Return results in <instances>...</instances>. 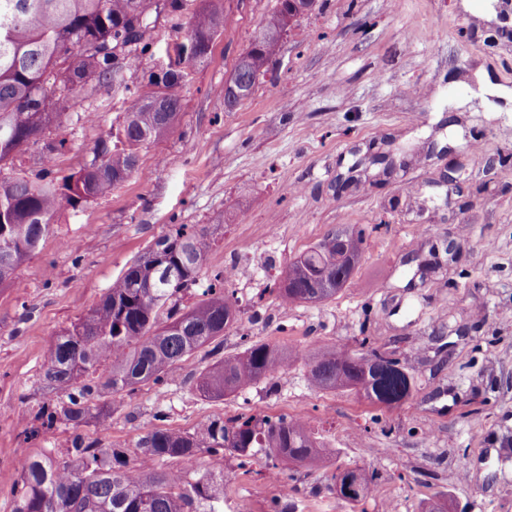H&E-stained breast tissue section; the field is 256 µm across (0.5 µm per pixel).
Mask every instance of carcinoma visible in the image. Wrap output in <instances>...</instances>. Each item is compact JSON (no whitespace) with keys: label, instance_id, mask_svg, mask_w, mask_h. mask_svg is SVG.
<instances>
[{"label":"carcinoma","instance_id":"1","mask_svg":"<svg viewBox=\"0 0 512 512\" xmlns=\"http://www.w3.org/2000/svg\"><path fill=\"white\" fill-rule=\"evenodd\" d=\"M317 0H276L261 33L236 59L227 80L231 90L246 91L255 74H267L282 34L292 19L312 12ZM184 0H0V167L20 148L35 142L52 126L90 120L77 112L78 93L95 90L135 66L149 48L147 34L165 12L184 8ZM224 33V0H206L193 16L188 35L195 50L176 47L173 64L149 79L125 112L112 149L98 140L91 159L59 176L46 167L29 180L0 178V286L10 284L18 268L46 239L62 202L109 196L138 166V149L170 135L181 108L186 78L182 63L202 66L214 38ZM392 169L391 151L358 159L364 165ZM365 229L331 230L308 246L274 282L282 303H320L336 297L349 283L362 257ZM210 241L197 225L181 224L136 257L112 282L101 301L71 324L46 352V381L77 392L40 407L42 426L61 422L77 428L95 416L105 423L110 411L92 404L102 389L132 391L150 379L175 371L197 350L224 336L236 321L237 300L224 289V273L213 274L194 306L180 308L177 296L198 284ZM291 354L255 342L236 356L207 367L197 389L220 399L257 381L288 370ZM311 385L319 390H354L372 406L392 408L413 397L416 380L406 360L395 358L365 336L355 350L332 348L302 357ZM133 460L126 448L105 446L77 434L63 458L40 449L19 463L12 512H224V471L199 465L202 451L227 450L239 458L263 454L266 464L311 466L336 454L307 423L285 415L275 419L214 416L192 430L153 427L135 442ZM187 467L157 470L168 461ZM378 476L357 469L359 493L332 490L356 506L372 492Z\"/></svg>","mask_w":512,"mask_h":512}]
</instances>
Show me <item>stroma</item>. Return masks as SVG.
<instances>
[{
    "mask_svg": "<svg viewBox=\"0 0 512 512\" xmlns=\"http://www.w3.org/2000/svg\"><path fill=\"white\" fill-rule=\"evenodd\" d=\"M276 0H224L227 23L208 66L190 67L174 132L138 150V170L103 199L62 204L43 243L0 288V512H12L19 461L44 449L63 455L73 437L59 424L27 432L39 406L64 391L45 381L43 357L60 332L96 306L131 262L177 224L207 227L212 245L202 282L235 257L252 259L256 288L240 301L249 338L226 329L177 374L105 390L107 424L83 434L133 448L147 428L190 430L239 412L300 418L322 430L336 460L283 469L265 483L255 458L240 484L224 488V512H351L330 494L336 469L378 475L365 512H419L435 493L454 512H512V104L484 94L488 72L512 88V0H318L273 58L274 73L233 109L225 81ZM201 0L161 16L152 48L126 71L125 87L82 96L93 121L47 130L66 139L59 174L118 127L151 73L185 42ZM413 155L405 170L345 186L369 143ZM281 224L271 239L264 225ZM366 228L365 252L347 286L322 303L284 305L271 272L330 230ZM370 337L406 356L412 400L373 407L344 390L321 391L303 362L280 386H246L227 399L199 396L200 372L248 342L284 351L356 348Z\"/></svg>",
    "mask_w": 512,
    "mask_h": 512,
    "instance_id": "1",
    "label": "stroma"
}]
</instances>
